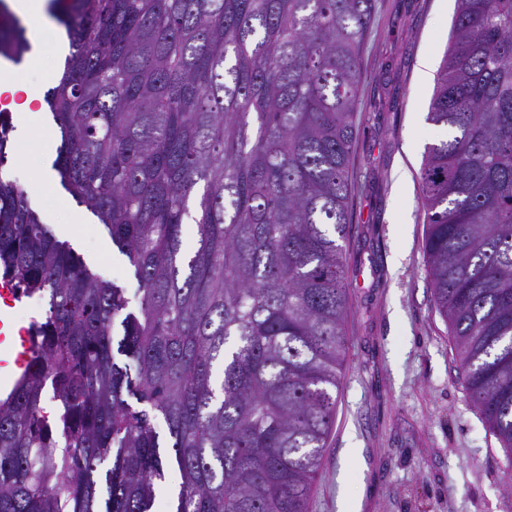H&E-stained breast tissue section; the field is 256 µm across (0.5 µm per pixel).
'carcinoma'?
I'll use <instances>...</instances> for the list:
<instances>
[{"label":"carcinoma","mask_w":512,"mask_h":512,"mask_svg":"<svg viewBox=\"0 0 512 512\" xmlns=\"http://www.w3.org/2000/svg\"><path fill=\"white\" fill-rule=\"evenodd\" d=\"M49 11L70 46L47 94L53 167L128 257L140 306L0 179V277L46 302L31 367L0 396V512H151L163 447L175 512H308L347 346L341 241L375 0ZM25 32L3 10L0 55L21 58ZM428 120L452 132L419 175L433 300L511 473L512 0H456ZM12 131L1 112L0 166Z\"/></svg>","instance_id":"obj_1"}]
</instances>
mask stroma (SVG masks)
Returning <instances> with one entry per match:
<instances>
[{"instance_id": "35a3bbf8", "label": "stroma", "mask_w": 512, "mask_h": 512, "mask_svg": "<svg viewBox=\"0 0 512 512\" xmlns=\"http://www.w3.org/2000/svg\"><path fill=\"white\" fill-rule=\"evenodd\" d=\"M454 0H376L361 57L349 226L348 345L336 422L308 512H512V475L500 442L470 403L448 324L426 271L418 178L426 148L447 139L428 121L433 84L419 63L440 64ZM60 135L49 108L16 124L0 178L22 187L43 223L92 273L138 283L97 217L65 190L53 163ZM359 449L347 457L346 449Z\"/></svg>"}]
</instances>
